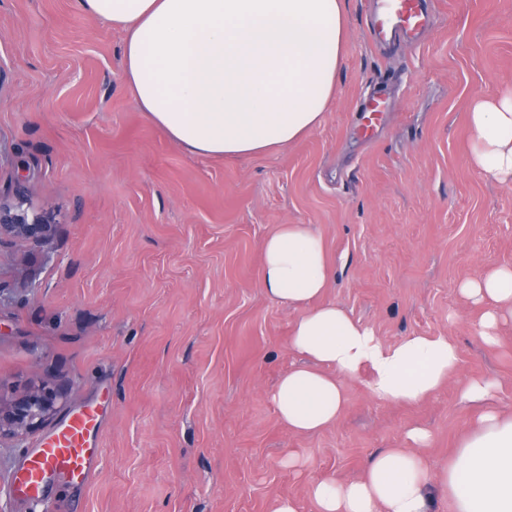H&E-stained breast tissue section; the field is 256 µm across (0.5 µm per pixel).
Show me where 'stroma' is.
I'll use <instances>...</instances> for the list:
<instances>
[{
    "label": "stroma",
    "mask_w": 512,
    "mask_h": 512,
    "mask_svg": "<svg viewBox=\"0 0 512 512\" xmlns=\"http://www.w3.org/2000/svg\"><path fill=\"white\" fill-rule=\"evenodd\" d=\"M419 46L380 54L366 0H347L348 38L320 126L281 149L204 157L169 138L126 85L122 33L77 0H0V207L42 223L0 233V405L42 390L53 408L0 436V512H271L308 487L361 476L402 447L447 461L476 408L473 377L512 407V324L490 346L491 302L462 284L512 265V182L472 161L475 98L512 93V0H427ZM390 109L360 137L372 93ZM309 224L335 269L328 301L395 343L443 335L456 373L417 404L381 402L350 383L336 425L297 435L271 400L294 363L298 312L271 301L262 244ZM99 407L92 477L53 475L39 501L12 482L25 452L65 418ZM296 456L298 466L286 463Z\"/></svg>",
    "instance_id": "obj_1"
}]
</instances>
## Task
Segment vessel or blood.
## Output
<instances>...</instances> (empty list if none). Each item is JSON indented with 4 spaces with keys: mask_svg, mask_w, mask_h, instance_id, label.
Masks as SVG:
<instances>
[{
    "mask_svg": "<svg viewBox=\"0 0 512 512\" xmlns=\"http://www.w3.org/2000/svg\"><path fill=\"white\" fill-rule=\"evenodd\" d=\"M431 23L424 0H374L369 38L378 44L397 38L415 39ZM388 104L383 97L369 99L363 107L364 123L360 135L371 139ZM99 427L96 410L86 409L71 418L55 433L39 443L23 460L13 483L15 495L26 501L39 500L48 475L72 481H87L100 450L93 441Z\"/></svg>",
    "mask_w": 512,
    "mask_h": 512,
    "instance_id": "obj_1",
    "label": "vessel or blood"
}]
</instances>
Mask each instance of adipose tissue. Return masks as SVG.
<instances>
[{
    "label": "adipose tissue",
    "instance_id": "1",
    "mask_svg": "<svg viewBox=\"0 0 512 512\" xmlns=\"http://www.w3.org/2000/svg\"><path fill=\"white\" fill-rule=\"evenodd\" d=\"M91 19L124 33L122 66L143 111L173 140L203 156L240 157L278 149L320 125L336 90L347 41L344 0H78ZM472 157L482 171L512 178V96L477 102L470 114ZM333 268L322 237L283 224L262 246V278L274 301L299 309L288 347L298 361L272 393L289 431L315 434L346 405V385L363 381L384 402L415 404L437 393L459 366L442 335L383 342L373 328L323 296ZM492 300L480 334L496 343L512 322V267H497L461 288ZM496 381L474 378L462 401L475 424L431 470L415 454L431 435L407 434L409 448L370 460L363 478L313 482L317 512H512V410L495 402Z\"/></svg>",
    "mask_w": 512,
    "mask_h": 512
}]
</instances>
